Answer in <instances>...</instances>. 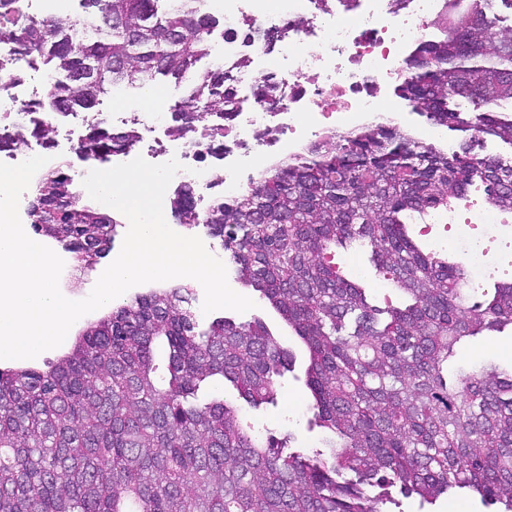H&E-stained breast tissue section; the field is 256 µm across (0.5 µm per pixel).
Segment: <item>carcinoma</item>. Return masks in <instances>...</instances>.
<instances>
[{"label": "carcinoma", "mask_w": 512, "mask_h": 512, "mask_svg": "<svg viewBox=\"0 0 512 512\" xmlns=\"http://www.w3.org/2000/svg\"><path fill=\"white\" fill-rule=\"evenodd\" d=\"M0 13V43L47 67L57 111L90 108L119 85L159 77L177 89L179 137L216 99L234 111L236 86L210 55L214 20L199 0H83L84 16L39 19L18 0ZM499 1L446 0L441 38L422 42L395 95L431 123L463 133L451 149L395 124L338 134L265 171L201 215L194 189L170 200L189 227L222 237L236 278L260 293L308 351L305 386L323 449L284 453L249 432L228 382L247 405L274 401L293 354L261 322L217 318L198 327L178 292L137 293L90 325L40 369L0 368V512H384L399 488L434 504L465 490L512 512V366H453L457 345L512 331V276L475 287L465 258L422 248L415 218L453 211L481 184L512 213V35L490 14ZM277 79L257 84L270 101ZM136 134L94 127L80 151L105 162ZM57 166L42 177L36 232L69 240L79 262L112 241L113 220L82 201ZM357 243L400 297L373 304L344 277L335 248ZM481 291L483 301L470 302ZM166 350L157 374L153 347Z\"/></svg>", "instance_id": "1"}]
</instances>
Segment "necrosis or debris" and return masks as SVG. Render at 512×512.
Instances as JSON below:
<instances>
[{"mask_svg": "<svg viewBox=\"0 0 512 512\" xmlns=\"http://www.w3.org/2000/svg\"><path fill=\"white\" fill-rule=\"evenodd\" d=\"M354 14L322 11L318 0H201L205 10L223 14L227 24L249 20L286 30L277 53L283 65L276 101L251 94L256 81L268 76L258 66L240 73L236 58L247 52L264 58V46L224 45V68L236 72L245 96L231 118H223L222 102L210 104L200 117L202 132L190 140L156 138L167 115L130 112L137 144L112 154L113 164L143 157L152 164L178 159L177 182L196 188V205H206L215 189L234 196L243 190L272 154H298L306 142L339 129H355L390 120L405 123L406 113L387 96L403 82L408 57L422 41L432 39L446 0H358ZM50 112L47 92L25 94L17 82L0 79V162L17 164L32 156L49 155L40 143L21 141L23 125L43 121ZM224 125V147L211 149V128ZM222 178H215L214 168Z\"/></svg>", "mask_w": 512, "mask_h": 512, "instance_id": "necrosis-or-debris-1", "label": "necrosis or debris"}]
</instances>
